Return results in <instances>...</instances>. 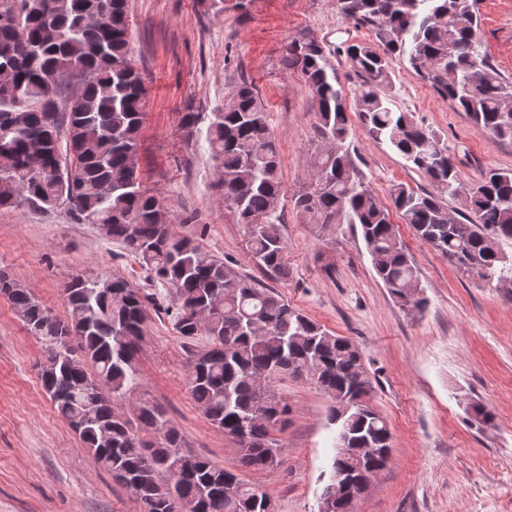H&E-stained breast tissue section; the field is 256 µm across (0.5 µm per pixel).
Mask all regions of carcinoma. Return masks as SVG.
<instances>
[{"label":"carcinoma","mask_w":512,"mask_h":512,"mask_svg":"<svg viewBox=\"0 0 512 512\" xmlns=\"http://www.w3.org/2000/svg\"><path fill=\"white\" fill-rule=\"evenodd\" d=\"M337 5L372 35L343 48L360 77L353 107L311 33L291 37L286 48L285 65L301 74L312 96L321 138L314 181L293 195L296 214L328 237L338 224L358 227L377 277L411 311L422 310L425 298L392 209L462 276L502 281L512 270L501 249L512 241V170L490 168L464 186L437 137L393 109L389 95L391 63L401 56L474 126L512 140V83L480 55L477 0ZM145 99L130 57L127 0H0V208L67 207L121 242L157 287L147 294L106 274L78 275L64 289L69 318L61 320L0 272V294L44 346L38 375L54 411L112 481L136 488L141 512H267V490L184 448L160 408L142 400L125 409L138 386L135 355L151 305L173 318L188 353L191 397L232 439L242 467L274 472L283 463L284 446L273 433L287 426L291 407L274 379L290 376L333 399L330 423L346 437V447L334 449L321 497L336 492L340 472L364 478L384 469L391 428L367 401L371 376L355 344L162 222L161 196L138 180ZM350 110L434 191L396 184L391 205L384 204L346 146ZM206 139L224 205L244 225L252 260L288 278L287 246L275 228L280 153L252 84L224 97ZM447 196L460 201L458 214L448 210ZM199 336L207 345H194ZM369 446L374 452L365 451Z\"/></svg>","instance_id":"carcinoma-1"}]
</instances>
